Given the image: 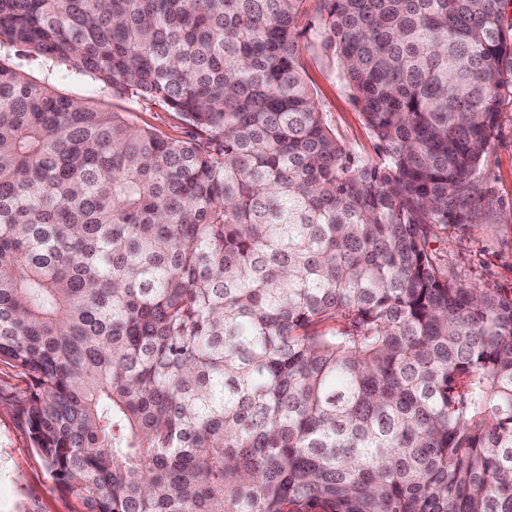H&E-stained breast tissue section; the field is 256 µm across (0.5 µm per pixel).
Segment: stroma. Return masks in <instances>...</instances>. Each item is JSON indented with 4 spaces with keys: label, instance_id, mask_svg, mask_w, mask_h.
<instances>
[{
    "label": "stroma",
    "instance_id": "1",
    "mask_svg": "<svg viewBox=\"0 0 512 512\" xmlns=\"http://www.w3.org/2000/svg\"><path fill=\"white\" fill-rule=\"evenodd\" d=\"M308 83L337 136L361 158H375L378 142L367 128L346 81L312 34L299 39ZM71 96L93 95L99 106L132 112L138 125L163 136L188 140L195 131L180 117L148 102L130 103L90 81L64 87ZM499 127L482 165L486 198L465 226L437 225L431 248L441 270L457 283L504 295L512 293V101L500 106ZM30 380L0 362V512H80V504L54 481L33 447L20 412Z\"/></svg>",
    "mask_w": 512,
    "mask_h": 512
}]
</instances>
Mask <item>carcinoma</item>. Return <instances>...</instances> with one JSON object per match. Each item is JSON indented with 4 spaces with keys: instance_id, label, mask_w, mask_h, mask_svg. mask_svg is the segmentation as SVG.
I'll return each mask as SVG.
<instances>
[{
    "instance_id": "1",
    "label": "carcinoma",
    "mask_w": 512,
    "mask_h": 512,
    "mask_svg": "<svg viewBox=\"0 0 512 512\" xmlns=\"http://www.w3.org/2000/svg\"><path fill=\"white\" fill-rule=\"evenodd\" d=\"M503 5L0 0V362L82 512H512V295L429 250L483 200ZM313 10L375 160L306 81ZM64 92L71 96H87L94 89L95 104L116 112H134V118L139 126L152 129L162 136L189 140L196 134L195 130L186 125L174 112H167L158 105L148 102L132 104L127 99L112 96V89L101 88L89 80L70 83L63 86Z\"/></svg>"
}]
</instances>
